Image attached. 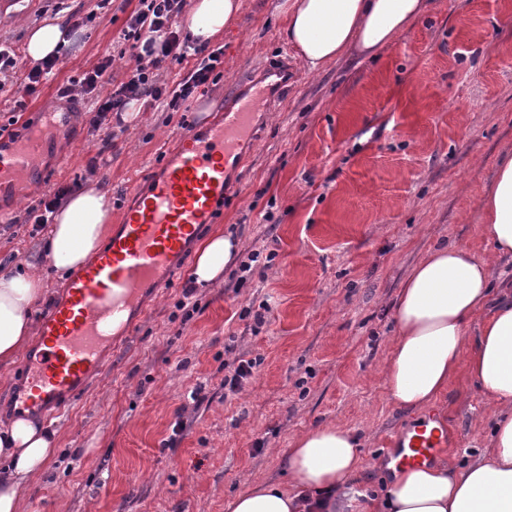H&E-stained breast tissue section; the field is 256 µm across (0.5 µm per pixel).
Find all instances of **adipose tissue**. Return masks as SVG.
Returning a JSON list of instances; mask_svg holds the SVG:
<instances>
[{
    "instance_id": "ef3b65f1",
    "label": "adipose tissue",
    "mask_w": 512,
    "mask_h": 512,
    "mask_svg": "<svg viewBox=\"0 0 512 512\" xmlns=\"http://www.w3.org/2000/svg\"><path fill=\"white\" fill-rule=\"evenodd\" d=\"M242 7V0H191L181 26L202 45L221 35ZM278 9L287 18L284 41L316 72L348 56L376 58L425 13L427 2L281 0ZM70 43L66 26L48 17L29 30L25 54L37 62ZM480 210L488 255L462 244L441 245L403 281L382 379L396 407L420 410L466 370L496 409L490 447L463 467H404L377 498L362 479L358 438L338 425L319 426L288 448V483H258L228 499L225 512H512V287L492 280L493 260L512 259V154L501 157ZM111 218L106 190L90 187L72 195L51 227L54 267L83 266L102 246ZM237 254V239L214 233L197 253L196 284L215 283ZM42 291L41 277L0 273L1 366L12 364L29 343L30 312ZM56 447L55 432L31 417L0 423V512H22L29 480L42 473Z\"/></svg>"
}]
</instances>
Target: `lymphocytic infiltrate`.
I'll list each match as a JSON object with an SVG mask.
<instances>
[{"label": "lymphocytic infiltrate", "instance_id": "f902f5d3", "mask_svg": "<svg viewBox=\"0 0 512 512\" xmlns=\"http://www.w3.org/2000/svg\"><path fill=\"white\" fill-rule=\"evenodd\" d=\"M186 0H139V7L127 22L122 36L128 55L131 75L116 82L112 73L113 55H103L86 71L77 84L60 87L59 93L68 101L92 99L89 124L92 129H106L110 115L125 112L130 101L144 99L165 112H176L191 98L206 92L209 85L223 76V47L195 45L190 35L177 27V19ZM194 57V65L174 84L159 83L156 72L169 63H183ZM107 134L97 147V157H104L117 138L116 130Z\"/></svg>", "mask_w": 512, "mask_h": 512}]
</instances>
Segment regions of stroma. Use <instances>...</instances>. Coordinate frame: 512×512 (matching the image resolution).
I'll return each instance as SVG.
<instances>
[{"mask_svg":"<svg viewBox=\"0 0 512 512\" xmlns=\"http://www.w3.org/2000/svg\"><path fill=\"white\" fill-rule=\"evenodd\" d=\"M243 2L218 40L217 85L185 112L142 109L92 170L101 134L58 89L120 51L138 0H0V44L23 52L29 28L47 16L62 18L72 39L35 95L24 96L23 72L0 76V126L19 99L26 121L71 115L44 160V184L0 199V273L41 267L38 314L65 281L44 265L45 234L26 224L27 208L48 187L75 182L106 187L121 208L197 106L220 111L244 78L288 63V92L259 115L216 224L239 238L237 266L187 298L188 263L146 296L106 371L45 419L59 447L22 512H224L231 495L286 480L283 448L327 424L359 434L374 491L393 478L386 448L413 416L388 399L379 372L392 304L433 246L486 250L480 200L512 151V0H428L377 61L347 57L317 73L282 39L278 0ZM241 358L256 365L232 393L224 375ZM430 413L448 429L442 459L462 466L486 448L492 408L465 373ZM179 420L185 427L173 432Z\"/></svg>","mask_w":512,"mask_h":512,"instance_id":"stroma-1","label":"stroma"}]
</instances>
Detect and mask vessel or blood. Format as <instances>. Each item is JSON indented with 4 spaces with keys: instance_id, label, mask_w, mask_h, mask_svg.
I'll use <instances>...</instances> for the list:
<instances>
[{
    "instance_id": "b4317fda",
    "label": "vessel or blood",
    "mask_w": 512,
    "mask_h": 512,
    "mask_svg": "<svg viewBox=\"0 0 512 512\" xmlns=\"http://www.w3.org/2000/svg\"><path fill=\"white\" fill-rule=\"evenodd\" d=\"M279 67L269 65L244 81L218 117L192 124L132 206L123 209L104 248L69 281L64 296L38 319L40 342L28 355L12 398L17 413H56L105 369L112 324L139 308L144 295L162 287L183 266L189 249L216 223L228 190V170L246 141L257 138L256 113L287 90ZM67 128L62 113L11 142L0 138V192L31 179L47 147L46 136ZM448 445L445 427L429 419L411 425L391 443L399 466L433 462Z\"/></svg>"
}]
</instances>
